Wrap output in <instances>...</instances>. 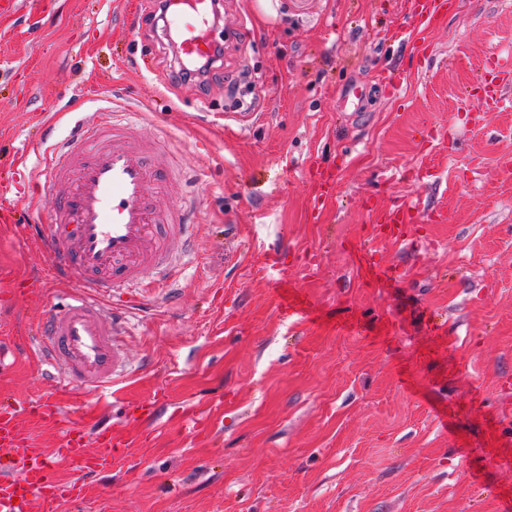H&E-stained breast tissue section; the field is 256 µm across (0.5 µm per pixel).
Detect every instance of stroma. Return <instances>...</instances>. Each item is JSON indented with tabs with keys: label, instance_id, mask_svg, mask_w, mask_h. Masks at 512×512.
Segmentation results:
<instances>
[{
	"label": "stroma",
	"instance_id": "obj_1",
	"mask_svg": "<svg viewBox=\"0 0 512 512\" xmlns=\"http://www.w3.org/2000/svg\"><path fill=\"white\" fill-rule=\"evenodd\" d=\"M403 2L221 0L204 91L173 79L170 36L128 27L139 0H0V401L57 389L23 345L61 297L26 231L55 201L12 198L15 168L132 112L189 171L170 206L201 201L176 303L125 311L136 371L60 391L127 448L55 512H512V0H448L426 26ZM399 204L402 242L377 221Z\"/></svg>",
	"mask_w": 512,
	"mask_h": 512
}]
</instances>
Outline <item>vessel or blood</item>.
<instances>
[{"instance_id": "vessel-or-blood-1", "label": "vessel or blood", "mask_w": 512, "mask_h": 512, "mask_svg": "<svg viewBox=\"0 0 512 512\" xmlns=\"http://www.w3.org/2000/svg\"><path fill=\"white\" fill-rule=\"evenodd\" d=\"M406 15L423 25L446 0H404ZM209 0H184L166 20L174 31L182 61L213 55ZM43 190L57 198L52 219L30 227L48 258L51 279L80 280L82 288L44 314L35 348L62 386L99 393L128 374L125 320L107 299L145 283L170 278V245L185 240L190 212L165 208L159 196L173 179L160 148L128 136L124 125L78 120L69 138L39 170ZM156 195H148V185ZM62 424L55 457H47L35 437H23L30 413ZM123 443L111 426L97 427L86 445L80 427L65 419L52 395L35 401L0 404V512H32L84 497L88 477L111 466ZM70 462L74 477L59 481L54 459Z\"/></svg>"}]
</instances>
